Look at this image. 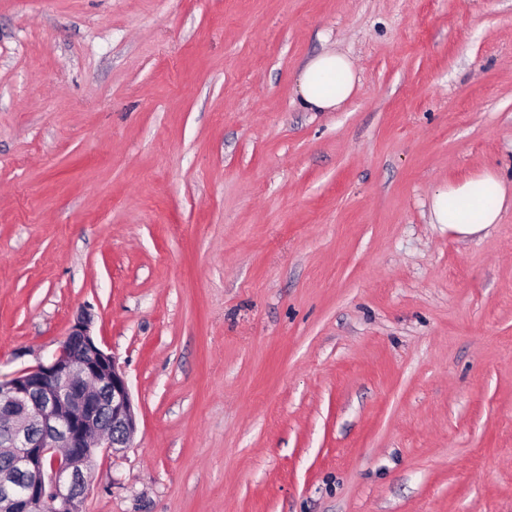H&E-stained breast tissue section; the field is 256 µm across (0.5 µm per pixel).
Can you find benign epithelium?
<instances>
[{
	"label": "benign epithelium",
	"instance_id": "obj_1",
	"mask_svg": "<svg viewBox=\"0 0 512 512\" xmlns=\"http://www.w3.org/2000/svg\"><path fill=\"white\" fill-rule=\"evenodd\" d=\"M136 431L126 376L80 314L47 361L0 377V512H81L90 449L126 448Z\"/></svg>",
	"mask_w": 512,
	"mask_h": 512
}]
</instances>
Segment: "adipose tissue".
Masks as SVG:
<instances>
[{
	"instance_id": "1",
	"label": "adipose tissue",
	"mask_w": 512,
	"mask_h": 512,
	"mask_svg": "<svg viewBox=\"0 0 512 512\" xmlns=\"http://www.w3.org/2000/svg\"><path fill=\"white\" fill-rule=\"evenodd\" d=\"M357 76L351 60L329 50L310 59L301 70L296 92L310 112L338 109L354 92ZM506 183L493 170H484L461 182L438 189L431 199L434 223L466 239L498 223L508 198Z\"/></svg>"
}]
</instances>
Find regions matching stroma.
<instances>
[{"label": "stroma", "mask_w": 512, "mask_h": 512, "mask_svg": "<svg viewBox=\"0 0 512 512\" xmlns=\"http://www.w3.org/2000/svg\"><path fill=\"white\" fill-rule=\"evenodd\" d=\"M346 54L333 112L296 94ZM512 0H0V375L88 311L82 512H512ZM356 71L344 54L329 50L310 59L297 79L296 92L310 112H332L354 92ZM506 182L493 170H483L461 182L448 183L431 199L433 223L448 224V230L467 239L499 223L508 200ZM490 203H484V199Z\"/></svg>", "instance_id": "stroma-1"}]
</instances>
